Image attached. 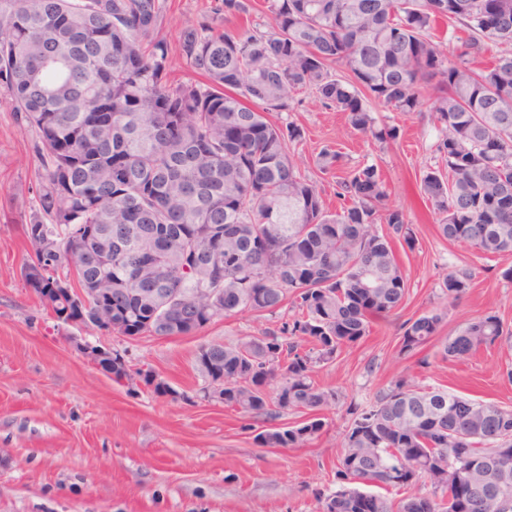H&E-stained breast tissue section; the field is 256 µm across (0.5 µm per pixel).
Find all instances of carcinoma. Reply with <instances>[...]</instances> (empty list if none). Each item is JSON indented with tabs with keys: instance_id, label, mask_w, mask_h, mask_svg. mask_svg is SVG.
Returning a JSON list of instances; mask_svg holds the SVG:
<instances>
[{
	"instance_id": "1",
	"label": "carcinoma",
	"mask_w": 512,
	"mask_h": 512,
	"mask_svg": "<svg viewBox=\"0 0 512 512\" xmlns=\"http://www.w3.org/2000/svg\"><path fill=\"white\" fill-rule=\"evenodd\" d=\"M270 31L224 29L251 0H219L182 29L179 51L201 82L173 84L164 42L152 39L165 0H0V92L35 130L42 168L26 234L35 259L24 281L64 324L135 339L191 336L243 310L293 318L236 345L200 347L208 395L270 422L254 442L299 448L323 430L336 393L317 369L369 334L371 320L408 293L394 243L416 246L405 213L385 206L381 168L338 173L343 155L324 144L318 171L335 178L340 208L302 175L289 146L303 137L288 109L302 91L346 114L376 141L375 104L432 112L440 162L422 172L420 194L439 234L512 259V0H265ZM466 33L452 48L440 24ZM502 47L483 68L475 60ZM345 70L341 78L334 66ZM384 224L382 232L373 229ZM155 264L143 272L144 243ZM75 257L81 267L57 274ZM448 274V297L470 287ZM443 315L404 323L399 353L437 338ZM503 336L489 311L443 344L466 357ZM102 370L157 395L172 393L149 369L115 351ZM275 396L267 387L275 379ZM423 390L403 379L356 412L336 463L339 488L322 512H504L512 503V410ZM290 412L293 424H273ZM398 507L362 486L410 491Z\"/></svg>"
}]
</instances>
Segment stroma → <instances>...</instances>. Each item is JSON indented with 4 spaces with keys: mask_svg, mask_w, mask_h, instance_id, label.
<instances>
[{
    "mask_svg": "<svg viewBox=\"0 0 512 512\" xmlns=\"http://www.w3.org/2000/svg\"><path fill=\"white\" fill-rule=\"evenodd\" d=\"M216 2L167 0L155 36L168 47L171 82L194 79L179 54V35ZM376 116L397 128L396 139L364 137L343 113L306 92L288 110L269 115L302 128L290 151L303 173L319 179L330 207L341 202L333 181L319 178L315 159L322 145L337 147L346 169L378 164L387 206L403 210L417 241L412 249L395 248L409 283L404 304L375 318L363 342L315 375L336 393L323 413L321 435L301 448H262L243 430L237 411L204 397L195 357L201 346L260 335L269 318L241 311L192 336L130 340L60 323L27 287L20 269L34 251L23 226L41 167L34 131L0 95V512H317L318 495L336 487V460L353 410L399 377L512 409V346L483 348L454 363L440 354L443 338L486 311L512 330V281L501 276L506 263L438 236L435 215L417 187L423 170L438 163L431 113L381 108ZM458 271L471 272L472 281L454 301L445 279ZM432 310L446 313L439 339L414 356L400 355L404 322ZM89 347L119 351L128 365L153 370L171 394L113 379L86 355Z\"/></svg>",
    "mask_w": 512,
    "mask_h": 512,
    "instance_id": "35a3bbf8",
    "label": "stroma"
}]
</instances>
